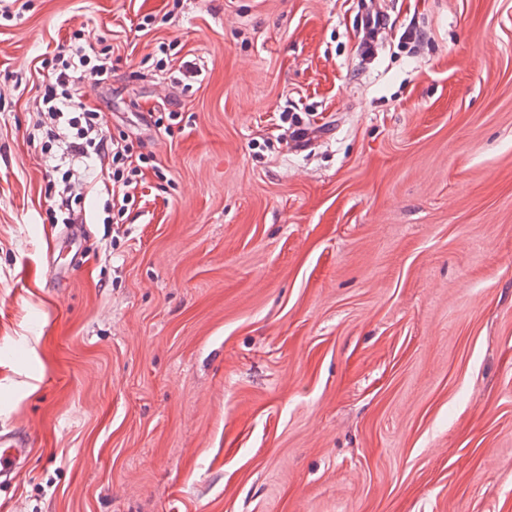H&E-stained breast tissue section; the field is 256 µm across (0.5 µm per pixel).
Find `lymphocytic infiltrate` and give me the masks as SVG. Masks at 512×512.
Listing matches in <instances>:
<instances>
[{
    "label": "lymphocytic infiltrate",
    "instance_id": "1",
    "mask_svg": "<svg viewBox=\"0 0 512 512\" xmlns=\"http://www.w3.org/2000/svg\"><path fill=\"white\" fill-rule=\"evenodd\" d=\"M112 81V52L102 47L89 52L81 42L69 44L56 56L53 78L35 96L36 120L29 133L42 154L61 170L55 204L48 213L53 224L83 221L84 187L71 170L75 161L105 166L109 175L99 190L106 214H125L135 202L134 191L141 169L133 160V145L126 136L115 137L105 125L102 112L81 100L83 83L104 88Z\"/></svg>",
    "mask_w": 512,
    "mask_h": 512
}]
</instances>
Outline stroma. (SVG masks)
Instances as JSON below:
<instances>
[{
  "mask_svg": "<svg viewBox=\"0 0 512 512\" xmlns=\"http://www.w3.org/2000/svg\"><path fill=\"white\" fill-rule=\"evenodd\" d=\"M382 7L363 57V0H11L0 512H512V0ZM78 31L150 158L119 233L28 139ZM0 484L13 473L17 461L28 453L30 438L25 433L0 435Z\"/></svg>",
  "mask_w": 512,
  "mask_h": 512,
  "instance_id": "1",
  "label": "stroma"
}]
</instances>
